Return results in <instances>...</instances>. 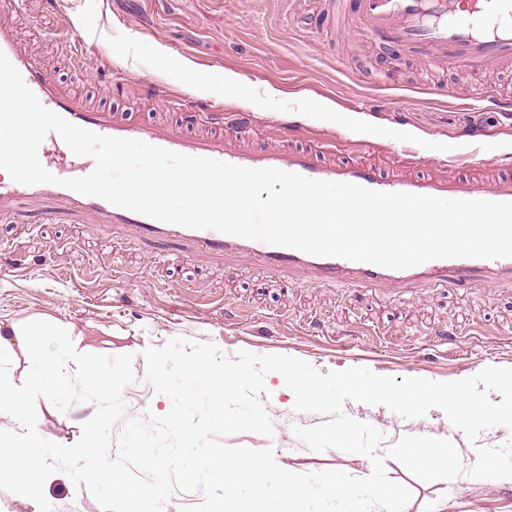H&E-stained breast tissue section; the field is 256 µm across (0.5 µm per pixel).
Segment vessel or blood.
I'll use <instances>...</instances> for the list:
<instances>
[{"label":"vessel or blood","mask_w":512,"mask_h":512,"mask_svg":"<svg viewBox=\"0 0 512 512\" xmlns=\"http://www.w3.org/2000/svg\"><path fill=\"white\" fill-rule=\"evenodd\" d=\"M17 0H0V51L20 72L41 104L71 123L101 135L144 141L182 154L207 157L248 168H278L305 177L348 182L381 192H407L445 199L512 202V158L494 165L499 173L485 179L473 174H447L429 169L416 172L415 162L385 175L358 161L329 163L320 149L269 147L254 150L221 135L188 136L156 122H133L106 109L87 107L83 99L62 88L44 62L28 49V37L15 20ZM358 19L366 37L376 43L396 44L420 60L436 57L449 64L481 70L490 66L512 71V0H360ZM186 123L223 124L222 113L199 101L185 111ZM43 166L60 178L90 174L94 161L71 167L57 154L43 156ZM48 200L72 215L94 214L108 224H123L140 238L185 241L194 251L247 254L274 270L311 274L319 282L336 284L348 278L363 283H447L478 271L487 278H512V258H450L431 260L407 269H391L336 256H314L296 249L227 235L210 229H191L166 223L54 184L23 185L0 180V214L17 200Z\"/></svg>","instance_id":"vessel-or-blood-1"}]
</instances>
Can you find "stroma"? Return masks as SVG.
Instances as JSON below:
<instances>
[{"instance_id": "35a3bbf8", "label": "stroma", "mask_w": 512, "mask_h": 512, "mask_svg": "<svg viewBox=\"0 0 512 512\" xmlns=\"http://www.w3.org/2000/svg\"><path fill=\"white\" fill-rule=\"evenodd\" d=\"M315 0H25L24 23L33 50L63 85L77 86L89 104L133 121L179 124L197 99L198 76L242 78L244 90L212 98L215 110L249 112L260 123L253 146L290 140L320 145L339 159L364 160L383 172L401 168L396 151L408 144L429 161H469L466 133L484 134V158L512 154V112L491 101L512 99V73H469L444 60L423 62L402 47L365 40L353 23L358 0H341L336 27L312 31ZM78 45L109 57L125 73L114 87L100 71H74L65 51ZM160 86L143 97L140 85ZM329 105L358 116L357 129L305 117L289 131L268 118ZM25 265V276L12 267ZM37 317L73 326L88 352L133 355L136 380L123 390L127 416L165 408L147 378L143 353L175 337L215 344L227 357L246 350L300 358L320 372L365 367L389 377L455 381L488 366L512 367V280L493 284H323L312 276L267 269L247 256L188 254L179 242L143 244L127 227L98 217L69 216L51 202L16 204L0 219V320ZM262 397L273 436L237 433L223 444L273 449L294 473L340 470L355 478L373 471L369 457L335 448L318 452L293 425L324 423L297 413L278 374L267 375ZM94 403L62 412L37 401V431L66 445L80 438ZM346 415L384 438L378 447L389 479L412 492L408 512H512V485L470 479L474 450L439 409L406 419L383 405L352 400ZM420 443L454 448L447 469L425 473L410 453ZM54 512H102L67 475L45 490Z\"/></svg>"}]
</instances>
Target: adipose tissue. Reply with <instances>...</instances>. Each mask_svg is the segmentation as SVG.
<instances>
[{
  "mask_svg": "<svg viewBox=\"0 0 512 512\" xmlns=\"http://www.w3.org/2000/svg\"><path fill=\"white\" fill-rule=\"evenodd\" d=\"M50 334L45 322L30 320L22 324L0 321V364L9 357L12 346L37 351L23 387L0 384V416L20 424L29 421L28 402L35 395L61 397L69 394L71 386L62 374L56 373L58 364L54 353L46 351L44 344Z\"/></svg>",
  "mask_w": 512,
  "mask_h": 512,
  "instance_id": "ef3b65f1",
  "label": "adipose tissue"
}]
</instances>
